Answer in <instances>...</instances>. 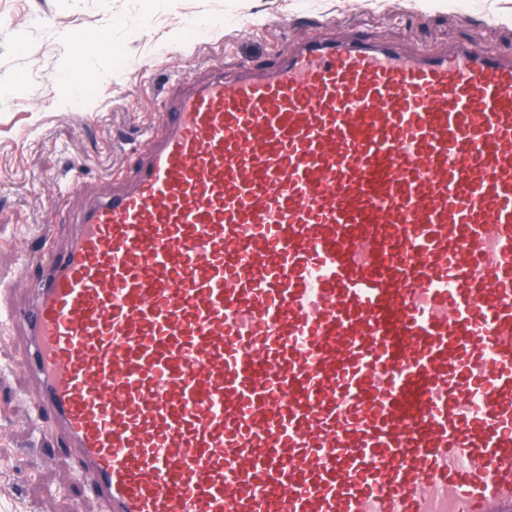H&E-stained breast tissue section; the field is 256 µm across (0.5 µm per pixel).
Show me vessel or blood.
Masks as SVG:
<instances>
[{
	"label": "vessel or blood",
	"instance_id": "b4317fda",
	"mask_svg": "<svg viewBox=\"0 0 512 512\" xmlns=\"http://www.w3.org/2000/svg\"><path fill=\"white\" fill-rule=\"evenodd\" d=\"M0 305L107 512H512V53L187 76Z\"/></svg>",
	"mask_w": 512,
	"mask_h": 512
}]
</instances>
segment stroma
Returning <instances> with one entry per match:
<instances>
[{
    "instance_id": "1",
    "label": "stroma",
    "mask_w": 512,
    "mask_h": 512,
    "mask_svg": "<svg viewBox=\"0 0 512 512\" xmlns=\"http://www.w3.org/2000/svg\"><path fill=\"white\" fill-rule=\"evenodd\" d=\"M360 33L416 49L455 40L512 52V0H0V299L19 302L63 224L129 184L181 77L268 61L293 42ZM95 95L81 106L69 66L87 36ZM23 347L0 332V504L11 512H101L46 432Z\"/></svg>"
}]
</instances>
